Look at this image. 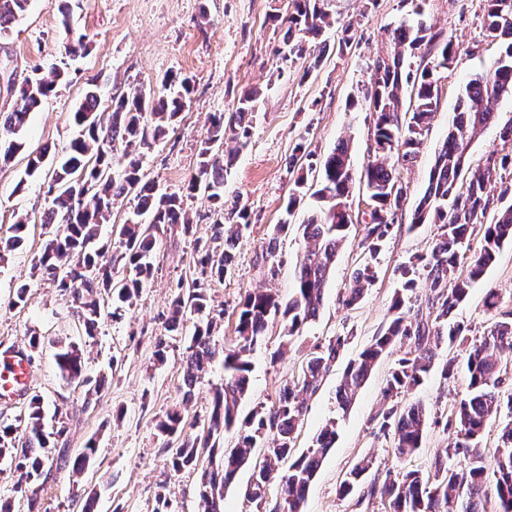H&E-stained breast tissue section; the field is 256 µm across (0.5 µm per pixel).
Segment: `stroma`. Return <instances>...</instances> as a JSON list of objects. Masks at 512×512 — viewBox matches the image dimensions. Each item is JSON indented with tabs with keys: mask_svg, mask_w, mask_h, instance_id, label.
Returning a JSON list of instances; mask_svg holds the SVG:
<instances>
[{
	"mask_svg": "<svg viewBox=\"0 0 512 512\" xmlns=\"http://www.w3.org/2000/svg\"><path fill=\"white\" fill-rule=\"evenodd\" d=\"M285 0H73V26L87 34L89 49L81 57L67 56L60 36L58 0H30L23 18L9 37L0 39V109L9 110L14 96L8 83H21L34 70L67 68L41 108L30 114L25 129L28 150L49 147L63 150L76 136L70 115L88 83H96L102 105L113 94L132 85L155 86L167 72L192 76L195 92L189 109L179 116L174 132L160 140L148 154L144 167L149 178L168 191H181L198 161L199 141L213 112L235 110L243 90L265 88L257 106L248 146L224 182V206H246L250 229L235 245V262L223 280L208 290L211 308L222 311L214 338L230 343L238 305L247 292L263 288L287 296L305 243L299 225L314 206L305 197L290 218L292 229L279 242L277 276L265 278L256 256L268 243L270 230L285 216L293 187L288 162L299 140L316 158L331 152L342 138L351 140L352 192L347 204L352 214L367 209L362 174L369 161L373 121L362 104L363 92L378 56L389 51L384 33L401 19L421 9L426 25L453 36L458 50L450 68L441 70V99L424 136L416 161L403 172L406 201L375 263L376 279L361 302L343 308L339 296L362 260L356 240L340 253L318 319L296 338L282 357L274 352L283 331L270 324L264 344L251 354V390L241 404L249 413L260 404L271 405L286 381L299 376L310 346L336 335L348 337L347 356L361 352L389 317L394 291L399 286L398 267L411 257L430 252L437 229L432 224L413 225V210L428 186L436 150L448 134L465 83L492 68L502 47L487 39L483 0H329L332 22L328 36L338 27L353 26V40L344 52H329L322 66L304 74L300 63L286 60L273 15L283 12ZM496 121L482 130L468 149L470 167L484 164L501 150L500 131L512 123V97L493 106ZM25 168L16 157L0 169V237L9 235L17 215H30L28 234L7 262L0 264V346L31 352L32 393L44 399L47 417H59L67 427L71 453L96 439L97 453L82 473L52 471L43 498L47 512H80V495L96 490L94 512H153L157 484L169 480L176 512H198V474L171 475L168 459L154 426L157 417L175 407H187L188 420L203 419L213 388L224 381L221 364H213L196 386L191 402H183L184 344L173 340L164 363L153 359L154 339L165 332L169 304L193 254L195 240L212 234L204 216L212 207L203 195L184 197L183 206L196 223L191 234L181 229L165 233L159 243L158 264L149 286L124 318L105 322L92 344H85L76 316L53 285L31 272V257L45 237L39 218L49 205L45 180L28 181L23 191L15 185ZM29 287L26 305H14L19 284ZM496 291L503 310H512V246L500 250L484 277L474 284L455 319L467 330V340L442 346L439 357L464 361L470 341L487 332L491 317L484 307L488 291ZM41 343L29 349L31 333ZM63 342L84 344L87 373L96 378L111 374L112 383L100 398L86 401L83 389L60 377L54 355ZM394 356L374 367L346 414H338L336 386L343 367L335 365L319 391L308 397L307 412L297 433L296 448H310L324 423L338 419L336 444L323 460L311 484L303 512H388L378 502L359 501L357 495L340 497L338 486L361 458L372 457L382 467L429 472L444 455L449 437L442 423L468 394L465 373L443 380L431 371L410 398L429 407L433 419L421 448L396 458L391 440L378 437L371 422L383 406V387Z\"/></svg>",
	"mask_w": 512,
	"mask_h": 512,
	"instance_id": "stroma-1",
	"label": "stroma"
}]
</instances>
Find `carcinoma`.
Returning <instances> with one entry per match:
<instances>
[{
  "label": "carcinoma",
  "instance_id": "1",
  "mask_svg": "<svg viewBox=\"0 0 512 512\" xmlns=\"http://www.w3.org/2000/svg\"><path fill=\"white\" fill-rule=\"evenodd\" d=\"M485 37L507 42L494 68L475 74L459 98L452 124L442 147L436 152L429 173V184L413 211V224H435L437 238L430 253L417 255L398 268L401 288L392 298L391 317L386 326L355 358L348 360L336 388L340 413L348 411L376 363L397 349L404 352L394 361L386 379L384 397L393 404L378 410L371 421L378 434L392 440L399 458L420 448L430 412L421 402L400 404L419 386L435 365L436 351L443 345L465 340V328L453 321L458 306L471 287L495 262L500 248L512 245V203L503 204L509 189L499 196L486 192L489 183L503 180L502 172L512 165V149L502 156L489 155L472 174L466 190L458 181L467 167V151L477 132L495 118L493 104L502 96H512V0H484ZM327 0H287L284 13L273 20L280 41L291 58L306 61V72L318 69L330 48L325 30L331 26ZM29 0H0V38L8 36L27 11ZM65 52L79 57L88 50L87 35L71 25L70 0H59ZM390 53L375 62L374 78L363 100L374 123L373 142L363 181L369 194L367 215L362 224L358 248L363 261L354 269L341 295L346 308L358 304L375 280V261L380 247L393 228L391 214L403 205L404 186L401 168L415 162L425 132L440 102L438 70L452 64L457 45L442 31L422 22L403 19L387 31ZM432 56L431 64L416 71L405 66V59L418 52ZM67 79V71L52 67L46 74L24 79L15 91V101L6 112L0 111V165L6 166L25 151L23 133L29 114L36 111L56 86ZM194 80L170 73L159 88L136 86L112 97L110 111H100V98L90 83L73 112L81 128L79 137L61 152L48 149L26 155L24 178L49 176L50 204L41 216L47 238L32 259L31 269L55 284L71 302L83 334L96 340L109 317L128 310L148 287L155 272L160 232L181 226L186 234L192 222L183 208L182 195L159 189L144 173V159L153 145L176 124L181 112L192 103ZM257 90L239 98L235 111L208 116L206 133L198 148V162L186 191L201 192L224 211V174L232 168L235 156L248 145ZM234 147L224 151V145ZM291 160H303L317 171L318 189L313 193L319 205L302 224L306 246L295 268L294 288L288 298L265 290H255L240 302L235 336L228 345L218 346L212 336L215 316L208 301V288L222 280L231 266L236 240L249 227L246 207L234 206L230 214L235 223L224 224V216L213 220L211 242L196 248L193 272L177 284L166 320L167 334L155 338L154 357L166 358L168 337L192 327L185 341L183 401L192 398L195 386L216 361L224 367V383L215 388L200 432H185L187 418L182 410L166 411L155 423L175 473L198 470L208 457L209 466L201 470L198 486L200 512H224V493L236 473L249 465L256 484L247 485L244 496L263 512H302L308 488L337 436L338 419L329 420L306 451L298 454L295 435L304 420L303 395L315 393L325 374L343 356L346 336H334L312 345L297 381L279 388L270 406L260 405L245 417L239 405L247 396L252 370L250 356L266 336L268 324L284 323L283 339L290 344L302 336L306 326L321 311L324 293L336 258L354 227L346 199L351 193L350 140L344 138L324 159L317 161L298 141ZM396 194H391L393 186ZM304 173L294 180L286 205L287 215L306 195ZM134 195L137 204L121 224L111 222L112 205L120 197ZM497 210L496 220L483 221L488 210ZM29 217L21 216L10 228L11 235L0 237V261L25 239ZM111 225L110 240L99 243L101 227ZM290 222L273 226L265 252L264 275L277 274V243L288 235ZM482 237L480 251L461 253L464 242L473 234ZM424 281V296L417 295ZM112 298V310H105L99 296ZM487 312L494 318L482 340L472 344L465 367L469 395L462 399L448 418L444 431L452 435L446 459H437L426 475L418 470L388 468L384 471L370 458L359 460L339 483L338 493L350 495L363 488L361 499H380L390 512H503L512 504V388L503 390L501 356L512 352V311L503 312L498 294L485 298ZM61 378L87 387L85 399L101 395L105 378L85 377L81 349L62 344L55 354ZM507 411L509 421L502 426L501 446L487 460L480 440L491 417ZM234 433L235 447L223 446L224 435ZM57 455H48V448ZM264 447L260 464L253 462L252 449ZM96 443L90 440L76 457L69 455L67 428L46 431L43 399L30 398L27 410L15 421L0 422V462L15 474L14 494L26 501L27 512H46L41 497L42 485L52 468L72 466L81 472L93 462ZM493 488H488L487 479ZM279 480V498L268 506L266 488Z\"/></svg>",
  "mask_w": 512,
  "mask_h": 512
}]
</instances>
